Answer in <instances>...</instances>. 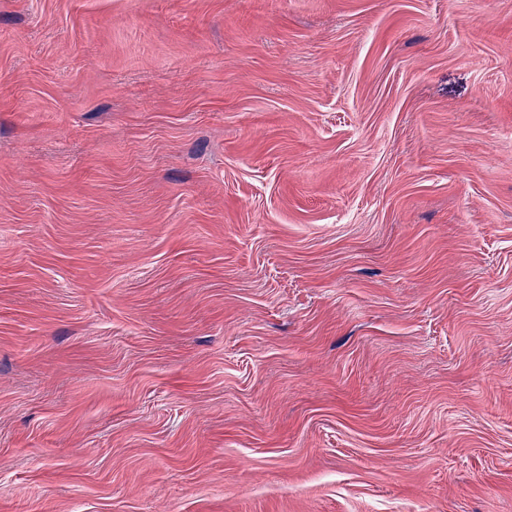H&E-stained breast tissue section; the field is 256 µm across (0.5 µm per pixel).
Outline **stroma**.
<instances>
[{
    "instance_id": "obj_1",
    "label": "stroma",
    "mask_w": 512,
    "mask_h": 512,
    "mask_svg": "<svg viewBox=\"0 0 512 512\" xmlns=\"http://www.w3.org/2000/svg\"><path fill=\"white\" fill-rule=\"evenodd\" d=\"M0 512H512V0H0Z\"/></svg>"
}]
</instances>
